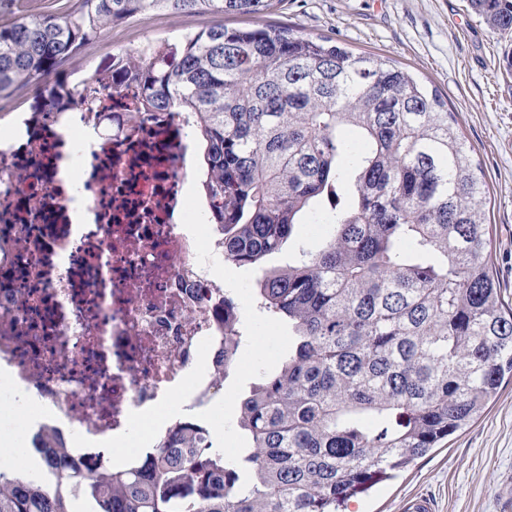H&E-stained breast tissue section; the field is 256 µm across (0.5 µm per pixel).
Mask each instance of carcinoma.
<instances>
[{"mask_svg":"<svg viewBox=\"0 0 512 512\" xmlns=\"http://www.w3.org/2000/svg\"><path fill=\"white\" fill-rule=\"evenodd\" d=\"M274 0H74L0 22V97L23 89L82 103L46 78L118 23L155 11L270 13ZM512 35V0H470ZM144 112H195L208 218L224 261L258 270L257 307L292 344L252 383L229 459L183 416L144 457L88 469L47 438V479L0 470V512H340L484 412L512 374L504 304L482 221L484 182L434 89L381 56L285 27L216 23L169 50L112 54V89ZM325 209L332 232L283 267L262 260ZM224 334L215 384L236 367Z\"/></svg>","mask_w":512,"mask_h":512,"instance_id":"obj_1","label":"carcinoma"}]
</instances>
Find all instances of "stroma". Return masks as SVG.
Listing matches in <instances>:
<instances>
[{
    "mask_svg": "<svg viewBox=\"0 0 512 512\" xmlns=\"http://www.w3.org/2000/svg\"><path fill=\"white\" fill-rule=\"evenodd\" d=\"M211 16L155 12L107 28L65 63L69 78L89 74L100 58L130 49L149 37L170 41L211 25ZM327 37L356 54H375L437 89L483 172L489 204L484 221L492 239L493 271L512 301V74L503 55L512 42L493 35L470 0H280L264 19L228 16L226 27L259 23ZM329 224L299 225L269 267L283 266L299 250L317 249ZM256 270L228 263L224 286L245 315L238 364L224 386L196 413L204 418L226 457H238L247 441L236 425L242 399L258 373L288 349L286 326L265 318L252 299ZM430 497L435 512H512V380L504 381L487 409L431 454L352 499L348 512H401L412 495Z\"/></svg>",
    "mask_w": 512,
    "mask_h": 512,
    "instance_id": "35a3bbf8",
    "label": "stroma"
}]
</instances>
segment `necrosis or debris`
<instances>
[{
    "label": "necrosis or debris",
    "instance_id": "obj_1",
    "mask_svg": "<svg viewBox=\"0 0 512 512\" xmlns=\"http://www.w3.org/2000/svg\"><path fill=\"white\" fill-rule=\"evenodd\" d=\"M84 101L0 113V389L33 392L52 415L27 422L29 439H93L75 458L92 466L96 442L127 433L179 393L196 407L233 313L224 310L218 228L192 216L199 182L191 112H144L140 92L112 88L96 67ZM72 180L62 175L63 162ZM93 220L79 228L74 202Z\"/></svg>",
    "mask_w": 512,
    "mask_h": 512
}]
</instances>
